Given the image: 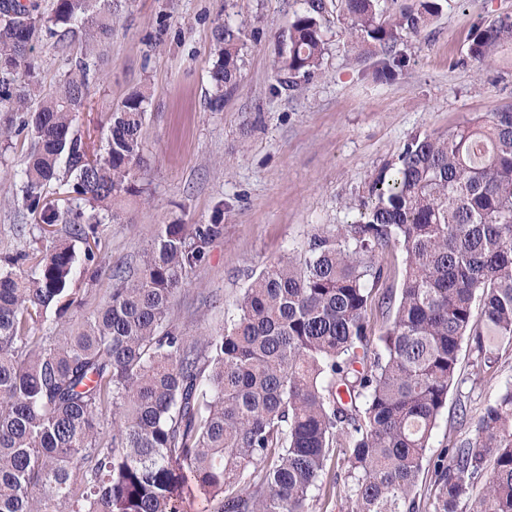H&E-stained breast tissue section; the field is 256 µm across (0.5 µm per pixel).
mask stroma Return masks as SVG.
<instances>
[{"mask_svg":"<svg viewBox=\"0 0 512 512\" xmlns=\"http://www.w3.org/2000/svg\"><path fill=\"white\" fill-rule=\"evenodd\" d=\"M339 2L324 0L321 66L292 88L276 64L307 0H114L92 103L72 129L100 139L113 107L148 88L142 192L102 225L97 278H74L76 303L66 318L36 323L32 335L52 336L79 321L109 294L113 271L136 265L164 225L218 219L223 236L171 309L183 335L215 334L251 273L303 244L314 227L357 218L359 190L412 134L444 135L466 118L512 105V44L493 48L480 67L467 58L473 24L512 12V0H445L427 30L400 45L407 66L393 80L376 79V54L350 50L336 18ZM225 22L243 30L240 76L217 105L213 33ZM82 47L77 32L36 44L42 90ZM29 148L22 136L0 142V254L46 250L56 241L39 231L23 205L22 183L11 175ZM467 433L446 408L417 481L422 512H433L432 461Z\"/></svg>","mask_w":512,"mask_h":512,"instance_id":"obj_1","label":"stroma"}]
</instances>
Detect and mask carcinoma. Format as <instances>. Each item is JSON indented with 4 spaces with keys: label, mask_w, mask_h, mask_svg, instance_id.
I'll list each match as a JSON object with an SVG mask.
<instances>
[{
    "label": "carcinoma",
    "mask_w": 512,
    "mask_h": 512,
    "mask_svg": "<svg viewBox=\"0 0 512 512\" xmlns=\"http://www.w3.org/2000/svg\"><path fill=\"white\" fill-rule=\"evenodd\" d=\"M383 2L341 0L340 17L351 46L380 53L376 74L393 80L406 67L398 44L442 5L412 0L390 14ZM322 14L323 0H309L291 24L288 75L320 66ZM74 25L83 52L35 95L34 43ZM112 26V0H53L48 11L0 0V142L29 137L25 208L65 234L45 252L0 257V512H181L190 483L217 512H308L330 495L334 448L355 512H420L416 481L449 391L512 348V108L410 137L365 183L358 218L265 264L222 331L184 336L170 319L176 291L224 234L217 217L165 225L137 266L112 273L105 301L35 338L31 325L69 308V281L96 261L102 224L140 192L148 90L115 106L100 145L72 133ZM242 34L216 28L217 103L237 81ZM508 42L506 13L474 25L468 56L481 66ZM54 183L66 187L61 208L45 203ZM389 249L403 254L400 276L377 259ZM374 307L386 316L376 338ZM432 476L434 512H512V381Z\"/></svg>",
    "instance_id": "obj_1"
}]
</instances>
